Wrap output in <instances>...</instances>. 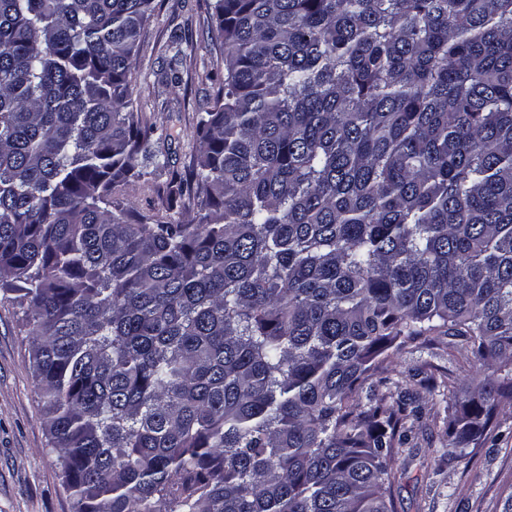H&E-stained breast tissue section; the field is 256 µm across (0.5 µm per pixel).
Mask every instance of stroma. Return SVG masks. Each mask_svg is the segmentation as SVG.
Listing matches in <instances>:
<instances>
[{"label":"stroma","mask_w":512,"mask_h":512,"mask_svg":"<svg viewBox=\"0 0 512 512\" xmlns=\"http://www.w3.org/2000/svg\"><path fill=\"white\" fill-rule=\"evenodd\" d=\"M212 0H154L137 56L133 98L138 111L154 123L159 149L169 169L186 173L198 144L199 112L213 104L224 77V55L210 23ZM185 53L181 81L168 83L172 37ZM166 178L148 175L117 187V197L133 208L171 221L187 220L181 205H167ZM32 337L14 293L0 290V512H73L63 485L61 458L51 448L42 420V403L31 367ZM470 348L445 336L432 349L411 347L391 358L392 377L422 409L414 424L413 445L393 460L400 475L393 487L399 512H512V403L498 410L494 437L449 453L445 404L420 384L427 365L462 382L469 371Z\"/></svg>","instance_id":"35a3bbf8"}]
</instances>
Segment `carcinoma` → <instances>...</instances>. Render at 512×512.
Returning a JSON list of instances; mask_svg holds the SVG:
<instances>
[{
  "instance_id": "1",
  "label": "carcinoma",
  "mask_w": 512,
  "mask_h": 512,
  "mask_svg": "<svg viewBox=\"0 0 512 512\" xmlns=\"http://www.w3.org/2000/svg\"><path fill=\"white\" fill-rule=\"evenodd\" d=\"M152 3L0 0V288L73 512H398L389 350L500 362L450 391V454L512 402V0H215L181 223L114 197L167 167Z\"/></svg>"
}]
</instances>
